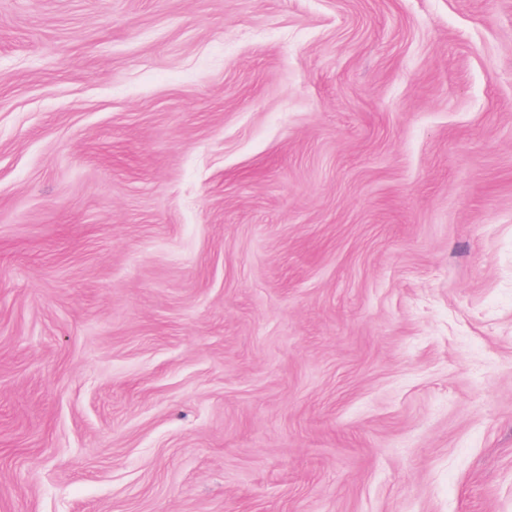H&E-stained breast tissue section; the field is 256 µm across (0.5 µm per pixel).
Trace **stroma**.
I'll use <instances>...</instances> for the list:
<instances>
[{
	"label": "stroma",
	"instance_id": "stroma-1",
	"mask_svg": "<svg viewBox=\"0 0 512 512\" xmlns=\"http://www.w3.org/2000/svg\"><path fill=\"white\" fill-rule=\"evenodd\" d=\"M0 512H512V0H0Z\"/></svg>",
	"mask_w": 512,
	"mask_h": 512
}]
</instances>
